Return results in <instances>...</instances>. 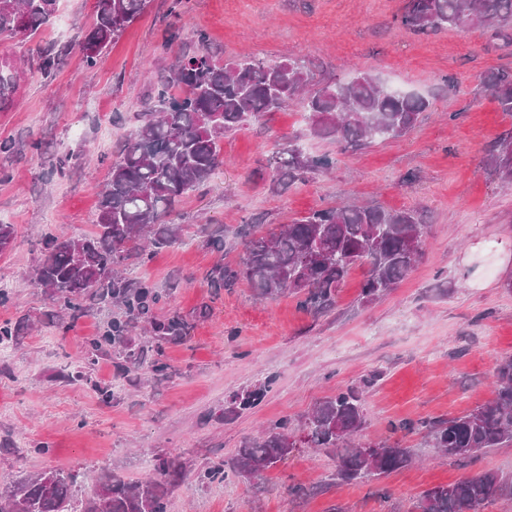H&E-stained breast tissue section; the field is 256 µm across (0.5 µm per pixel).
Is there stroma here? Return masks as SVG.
Wrapping results in <instances>:
<instances>
[{"label": "stroma", "mask_w": 512, "mask_h": 512, "mask_svg": "<svg viewBox=\"0 0 512 512\" xmlns=\"http://www.w3.org/2000/svg\"><path fill=\"white\" fill-rule=\"evenodd\" d=\"M94 5L58 0L54 23L35 39H0V58L24 62L15 99L0 112V141L13 144L0 153V169L10 173L0 182V224L15 229L11 247L0 253V285L11 293L0 322L21 326L14 344L0 350V487L49 468L136 480L165 458L190 467L168 512H407L411 499L433 486L488 471L512 474V444L455 462L437 456L423 433L389 430L460 416L490 401L494 367L512 356V261L502 260L512 254V186L486 163L512 134V114L476 91L483 72L512 70V33L468 26L416 34L398 23L405 0H188L182 8L151 0L89 68L82 42ZM197 30L220 61L299 54L312 86L368 70L428 98L431 107L405 136L346 151L313 137L298 105L227 134L213 178L177 208L184 244L127 266L162 291L156 316L175 309L190 324L185 341L162 346L167 374L146 369L133 384L117 378L103 356L86 381H66L112 312L89 301L75 323L55 318L34 279L41 239L92 231L118 142L137 113L154 106L164 68L195 51ZM47 48L64 52L48 79L37 71ZM277 140L331 153L336 164L271 192L263 165ZM72 151L82 160L45 182L49 165ZM350 202L414 208L426 226L420 261L391 294L361 301L362 267L351 272L335 307L318 317L288 295L257 300L244 282L218 295L208 288V269L239 262L241 225L259 217L280 226ZM202 224L223 230V253L199 237ZM369 377L376 383L366 394L362 439L395 436L415 464L373 484L330 486L332 456L302 445L258 482H197L202 463L230 456L281 417L301 424L317 401ZM262 386L259 405L228 414L238 394ZM102 387L109 398L99 395ZM295 486L307 496L293 495Z\"/></svg>", "instance_id": "obj_1"}]
</instances>
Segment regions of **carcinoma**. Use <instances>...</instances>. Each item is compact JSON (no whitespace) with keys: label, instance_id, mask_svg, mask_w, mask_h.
<instances>
[{"label":"carcinoma","instance_id":"1","mask_svg":"<svg viewBox=\"0 0 512 512\" xmlns=\"http://www.w3.org/2000/svg\"><path fill=\"white\" fill-rule=\"evenodd\" d=\"M57 0H0V35L23 25L34 38L53 23ZM150 0H95V19L83 40L84 62L98 65L102 55L148 7ZM403 27L428 34L473 23L512 30V0H406ZM197 49L169 65L155 86L156 108L138 115L109 165V177L99 200L91 233L81 237L49 234L41 241L36 282L69 320L85 315L83 300L91 297L119 315L89 341L84 363L68 375L88 379L87 367L100 355L115 358L123 377L151 362L163 373L167 365L148 360L167 342L187 338L189 323L173 311L159 319L154 309L161 295L149 282L125 275V260L136 252L143 260L182 241L181 227L166 221L188 192L209 181L219 166L224 135L264 121L268 113L291 101L302 104L313 133L341 147L361 148L378 140L406 135L430 102L416 94L393 91L372 73L309 90L305 61L293 57L266 62L250 56L220 62L206 49L207 36L192 33ZM60 55L40 52L38 72L55 75ZM16 67L0 61V104L19 86ZM481 91L512 113V72L490 69ZM488 162L512 185V135L499 141ZM329 154L311 155L293 142L274 144L266 175L272 189L286 191L310 174L335 166ZM215 252L224 251V235L203 224L199 229ZM424 225L414 210H388L348 204L316 209L294 222L262 231L260 222L244 224V256L233 268L218 263L204 279L218 295L243 280L261 299L291 295L315 315L336 303L338 288L349 273L368 268L361 299L373 302L402 282L416 265L424 240ZM150 328V340L133 344L131 330ZM339 390L319 400L301 428L311 448L336 452L333 479L344 483H373L413 461L399 443H379L383 452L371 459L358 439L366 420L365 390ZM493 401L458 417L424 421L430 447L453 460H465L483 450L512 444V357L502 359L492 374ZM266 390L247 393L232 402L228 413L258 405ZM292 422L283 417L247 440L227 460L207 463L197 471L202 483L233 480L252 483L288 459L296 442ZM186 473V466L168 460L155 465L153 475L131 482L114 473L101 475L92 494L83 495L85 473L78 469L45 470L0 490V512H168V497ZM497 499L512 500V476L485 472L422 492L408 512H484Z\"/></svg>","mask_w":512,"mask_h":512}]
</instances>
